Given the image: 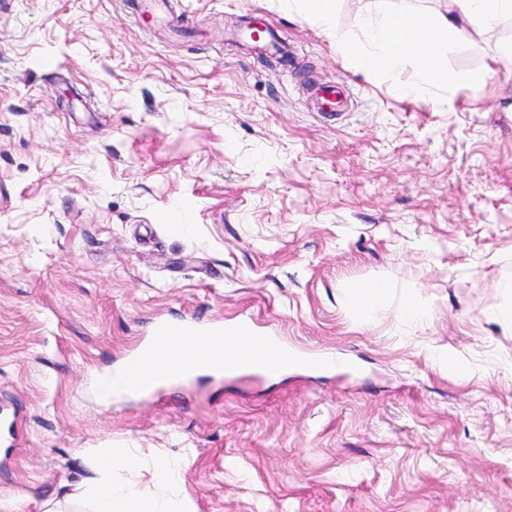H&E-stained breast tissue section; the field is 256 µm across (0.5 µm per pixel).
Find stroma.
Listing matches in <instances>:
<instances>
[{
  "instance_id": "stroma-1",
  "label": "stroma",
  "mask_w": 512,
  "mask_h": 512,
  "mask_svg": "<svg viewBox=\"0 0 512 512\" xmlns=\"http://www.w3.org/2000/svg\"><path fill=\"white\" fill-rule=\"evenodd\" d=\"M291 0H0V436L14 512H93L124 448L194 512H512V17L442 54L458 88L344 60ZM260 21L291 49L264 53ZM332 85L335 117L312 90ZM386 293L356 319L350 290ZM414 303L422 317L405 315ZM248 321L299 356L97 401L159 319Z\"/></svg>"
}]
</instances>
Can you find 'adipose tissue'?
I'll return each mask as SVG.
<instances>
[{"mask_svg":"<svg viewBox=\"0 0 512 512\" xmlns=\"http://www.w3.org/2000/svg\"><path fill=\"white\" fill-rule=\"evenodd\" d=\"M512 15V0H448L445 11L430 15L410 6L376 11L361 21L378 44L377 51L366 52L354 42H337L339 54L353 61L369 74H400L406 64L414 66L413 82L404 84V94H414L419 84L435 82L447 88L462 85L466 77L438 65L445 43L467 44L474 34L495 27L503 16ZM260 361L263 371L286 370V362L268 353L254 335L227 334L200 336L186 330L154 339L149 355L142 360L127 359L99 378L97 397L111 404L114 397L125 395L122 380L129 370L151 378L179 379L217 375L226 361L244 353ZM144 462L129 452L107 454L98 458L92 469L95 512H191L180 498L181 475L168 462L153 465L156 493L139 490L137 478ZM126 472L125 481L112 480L113 470Z\"/></svg>","mask_w":512,"mask_h":512,"instance_id":"obj_1","label":"adipose tissue"}]
</instances>
